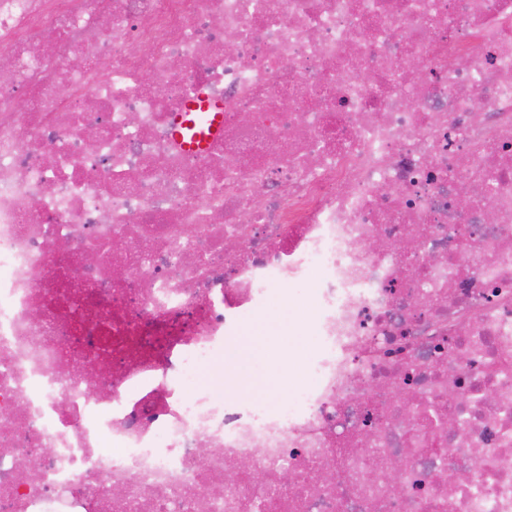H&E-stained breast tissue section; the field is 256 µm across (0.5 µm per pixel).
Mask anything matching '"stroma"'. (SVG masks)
Masks as SVG:
<instances>
[{
  "instance_id": "stroma-1",
  "label": "stroma",
  "mask_w": 512,
  "mask_h": 512,
  "mask_svg": "<svg viewBox=\"0 0 512 512\" xmlns=\"http://www.w3.org/2000/svg\"><path fill=\"white\" fill-rule=\"evenodd\" d=\"M312 316L309 296L275 293L262 320L260 349L250 353L231 341L224 350L222 374H209V382L221 383L224 394L243 401L270 402L292 393L305 381L316 344L309 329Z\"/></svg>"
}]
</instances>
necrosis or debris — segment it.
Segmentation results:
<instances>
[{
	"mask_svg": "<svg viewBox=\"0 0 512 512\" xmlns=\"http://www.w3.org/2000/svg\"><path fill=\"white\" fill-rule=\"evenodd\" d=\"M0 512H512V0H0ZM201 108L203 111L211 110L213 112L212 120L207 128V131H194L195 123L189 119L192 112ZM182 114L181 122L176 126L175 137L178 141L185 143L189 148L201 150V148L211 139L219 136L223 132L224 126V111L220 103L210 102H189L180 108ZM313 312L308 295H293L287 290L275 293L261 321L264 326L261 348L246 352L239 344V336L234 337L224 350L221 376L205 369L198 376L200 386L220 382L224 395L243 401L272 402L290 395L304 383L306 364L316 344L309 329ZM289 316L293 321L291 335H288ZM205 372L208 379L203 382Z\"/></svg>",
	"mask_w": 512,
	"mask_h": 512,
	"instance_id": "1",
	"label": "necrosis or debris"
}]
</instances>
